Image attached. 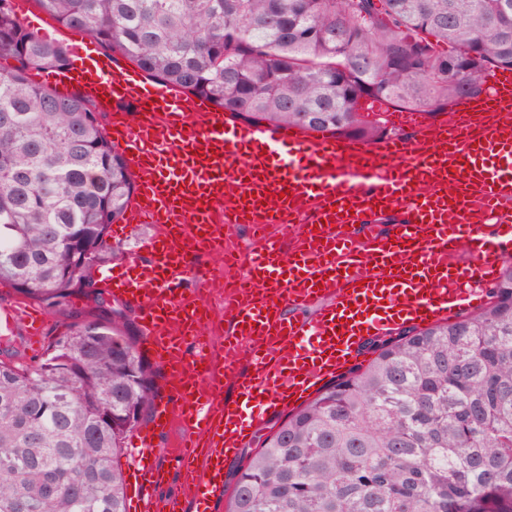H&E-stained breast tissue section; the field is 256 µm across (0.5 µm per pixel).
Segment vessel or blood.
Returning a JSON list of instances; mask_svg holds the SVG:
<instances>
[{
    "label": "vessel or blood",
    "mask_w": 512,
    "mask_h": 512,
    "mask_svg": "<svg viewBox=\"0 0 512 512\" xmlns=\"http://www.w3.org/2000/svg\"><path fill=\"white\" fill-rule=\"evenodd\" d=\"M54 81L109 112V133L136 178L127 221L161 228L146 262L98 277L137 310L166 371V391L129 451L133 512H214L225 459L270 416L356 365L371 335L482 307L512 253L511 69L490 73L484 93L459 101L448 119L420 125L418 139L394 135L374 147L226 121L207 99L113 68L106 57L84 59ZM392 212L400 220L389 233L369 230L371 218ZM237 224L280 232L236 257L237 287L224 310L230 328L218 351L182 285L195 256L221 251L225 228ZM462 243L474 266L454 262ZM314 303L311 320L290 313ZM227 376L237 397L215 406ZM174 418L205 441L173 450L185 490L162 499L155 438Z\"/></svg>",
    "instance_id": "obj_1"
}]
</instances>
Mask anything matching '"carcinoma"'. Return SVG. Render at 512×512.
Wrapping results in <instances>:
<instances>
[{
	"label": "carcinoma",
	"instance_id": "cac0c4a2",
	"mask_svg": "<svg viewBox=\"0 0 512 512\" xmlns=\"http://www.w3.org/2000/svg\"><path fill=\"white\" fill-rule=\"evenodd\" d=\"M248 125L377 141L360 103L444 112L512 68V0H34ZM0 283L63 318L0 361V512H128L155 372L95 269L134 183L95 104L34 83L67 49L0 0ZM86 299L83 310L71 298ZM250 455L227 512H512V260L480 311L368 343Z\"/></svg>",
	"mask_w": 512,
	"mask_h": 512
}]
</instances>
